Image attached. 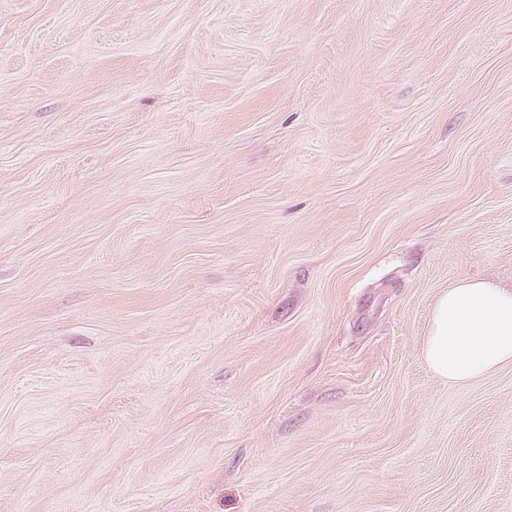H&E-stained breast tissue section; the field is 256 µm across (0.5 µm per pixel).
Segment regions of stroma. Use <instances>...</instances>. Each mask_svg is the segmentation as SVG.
Returning a JSON list of instances; mask_svg holds the SVG:
<instances>
[{"label":"stroma","instance_id":"obj_1","mask_svg":"<svg viewBox=\"0 0 512 512\" xmlns=\"http://www.w3.org/2000/svg\"><path fill=\"white\" fill-rule=\"evenodd\" d=\"M512 0H0V512H512ZM422 353L436 375L460 385L512 363V288L466 280L441 293Z\"/></svg>","mask_w":512,"mask_h":512}]
</instances>
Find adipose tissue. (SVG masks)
Returning a JSON list of instances; mask_svg holds the SVG:
<instances>
[{
    "label": "adipose tissue",
    "mask_w": 512,
    "mask_h": 512,
    "mask_svg": "<svg viewBox=\"0 0 512 512\" xmlns=\"http://www.w3.org/2000/svg\"><path fill=\"white\" fill-rule=\"evenodd\" d=\"M422 353L436 375L460 385L512 363V288L467 280L441 293Z\"/></svg>",
    "instance_id": "obj_1"
}]
</instances>
